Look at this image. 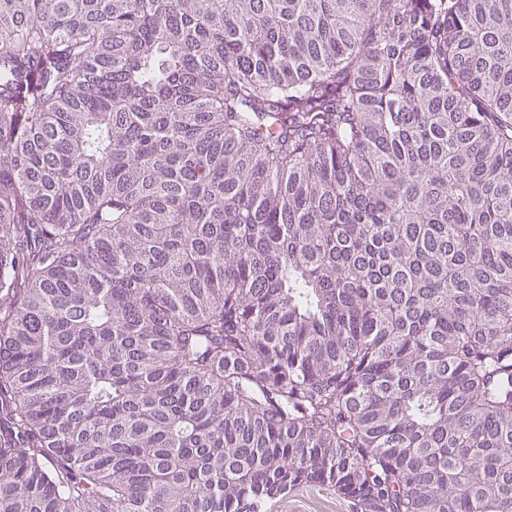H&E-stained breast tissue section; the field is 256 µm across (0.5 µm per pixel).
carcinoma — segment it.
<instances>
[{"instance_id":"1","label":"carcinoma","mask_w":512,"mask_h":512,"mask_svg":"<svg viewBox=\"0 0 512 512\" xmlns=\"http://www.w3.org/2000/svg\"><path fill=\"white\" fill-rule=\"evenodd\" d=\"M512 512V0H0V512ZM266 512H357L352 502L332 488L302 484L281 501L269 503Z\"/></svg>"}]
</instances>
